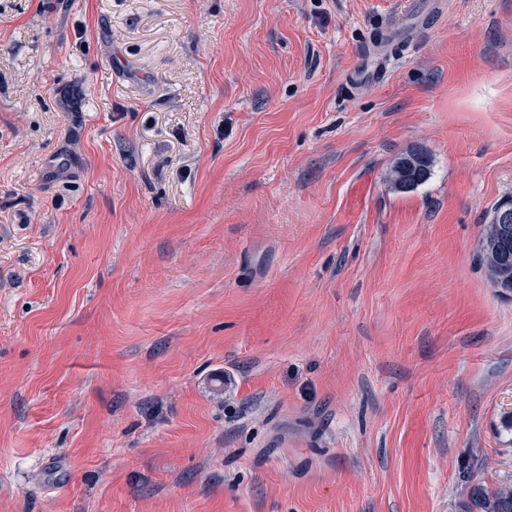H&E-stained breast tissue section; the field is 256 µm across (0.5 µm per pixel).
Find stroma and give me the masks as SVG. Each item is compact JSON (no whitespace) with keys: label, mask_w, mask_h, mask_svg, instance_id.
<instances>
[{"label":"stroma","mask_w":512,"mask_h":512,"mask_svg":"<svg viewBox=\"0 0 512 512\" xmlns=\"http://www.w3.org/2000/svg\"><path fill=\"white\" fill-rule=\"evenodd\" d=\"M509 200L512 0H0V512H460ZM431 170L430 155L422 150H411L397 157L390 166L389 185L394 192H410L430 178ZM512 201L496 205L489 224H486L479 253L480 263L484 267L491 286L508 287L512 283V229L505 231V224H512V211L506 209L499 213L497 224L495 217L504 206ZM509 259L507 261V256Z\"/></svg>","instance_id":"stroma-1"}]
</instances>
